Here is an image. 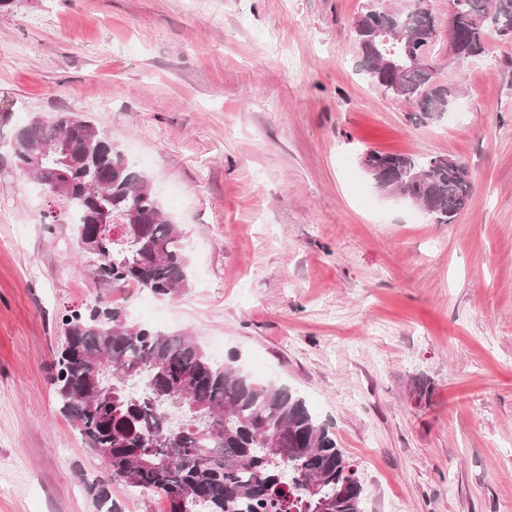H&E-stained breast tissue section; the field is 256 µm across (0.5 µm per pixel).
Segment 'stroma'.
Listing matches in <instances>:
<instances>
[{"instance_id": "stroma-1", "label": "stroma", "mask_w": 512, "mask_h": 512, "mask_svg": "<svg viewBox=\"0 0 512 512\" xmlns=\"http://www.w3.org/2000/svg\"><path fill=\"white\" fill-rule=\"evenodd\" d=\"M369 0L0 4V512H96L101 457L51 383L71 312L111 299L64 201L17 170L32 117L92 121L182 225L187 288L124 290L133 323L187 334L301 395L364 512H512V43L454 66L441 121L362 71ZM465 163L437 224L375 189L366 151ZM429 392L418 396V385Z\"/></svg>"}]
</instances>
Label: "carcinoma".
Listing matches in <instances>:
<instances>
[{
    "label": "carcinoma",
    "instance_id": "obj_1",
    "mask_svg": "<svg viewBox=\"0 0 512 512\" xmlns=\"http://www.w3.org/2000/svg\"><path fill=\"white\" fill-rule=\"evenodd\" d=\"M427 0L372 4L355 20L361 68L378 87L393 84L420 121L440 120L457 103L458 86L426 65L388 71L390 46L375 30L419 40L431 52L439 20ZM512 40V0H452L448 45L458 59L486 52V37ZM66 140L69 155L44 154ZM12 159L41 190L67 204L76 230L101 235L90 271L105 288L134 284L174 295L189 284L183 230L162 219L149 179L138 173L92 122L69 112L51 123L33 118L12 141ZM45 155L39 170L30 159ZM385 189L417 197L436 224H451L468 205L465 165L438 155L367 152ZM140 228L115 239L112 223ZM53 377L60 412L88 450L109 449V480L165 499L168 512H363V484L333 433L287 386L259 383L233 359H210L190 336L128 322L122 309L96 305L65 320ZM143 378L133 391L129 380ZM183 418L169 426L167 410ZM97 512H121L106 485L87 483Z\"/></svg>",
    "mask_w": 512,
    "mask_h": 512
}]
</instances>
